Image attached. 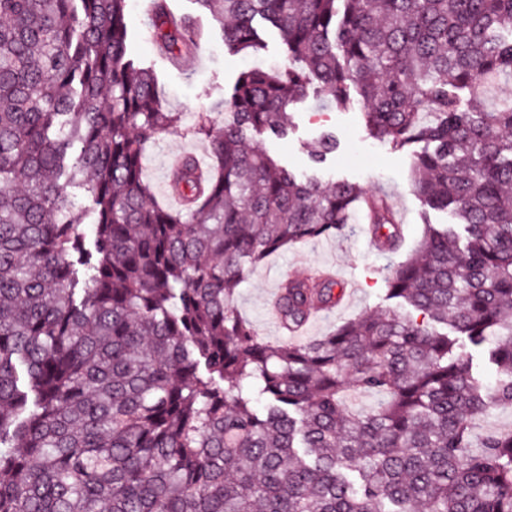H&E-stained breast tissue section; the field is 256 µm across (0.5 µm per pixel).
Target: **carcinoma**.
Instances as JSON below:
<instances>
[{"mask_svg": "<svg viewBox=\"0 0 512 512\" xmlns=\"http://www.w3.org/2000/svg\"><path fill=\"white\" fill-rule=\"evenodd\" d=\"M235 52L275 27L287 64L253 67L201 113V172L158 202L143 147L182 126L127 55V0H0V512H512V0H196ZM172 58L201 33L153 0ZM358 102L369 134L414 152L413 186L454 224L405 234L388 196L303 179L253 135L288 133L308 94ZM336 150L326 134L317 162ZM95 205L70 188L79 174ZM392 261L389 300L305 343L258 335L234 305L269 255L347 231ZM336 280L287 279L284 330L336 304ZM501 375L480 380L475 356ZM378 393L351 414L346 394ZM512 431V407L493 408L475 429L477 438L491 433H507Z\"/></svg>", "mask_w": 512, "mask_h": 512, "instance_id": "carcinoma-1", "label": "carcinoma"}]
</instances>
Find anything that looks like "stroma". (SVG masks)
<instances>
[{
    "instance_id": "1",
    "label": "stroma",
    "mask_w": 512,
    "mask_h": 512,
    "mask_svg": "<svg viewBox=\"0 0 512 512\" xmlns=\"http://www.w3.org/2000/svg\"><path fill=\"white\" fill-rule=\"evenodd\" d=\"M145 2L128 0V52L155 71L166 92L169 108L183 113L186 123H193L197 113L220 111L241 70L254 65L275 66L284 60L283 46L274 29L262 27L266 47L259 55L235 54L224 44L220 23L210 13L200 10L195 0H171L176 13L193 18L205 33L204 41L192 52L194 69L175 68L155 46L153 31L145 25ZM290 112L287 137L279 139L264 134L256 139L258 146L289 169L323 183L349 180L386 192L405 226L407 249L416 247L423 218H430L435 224L451 223L452 218L446 213L425 212L413 190L410 150H395L372 138L359 109L342 110L309 97L291 107ZM325 133L334 134L338 145L323 163L317 164L311 160L308 150ZM183 154L195 155L204 163L209 160L206 142L182 131L160 136L143 151L144 177L161 202L169 200L165 187L171 173V160ZM387 263L386 255L377 249L363 231L361 218L356 217L344 234L311 240L268 257L240 285L235 306L260 336L278 340L280 334L269 317L270 295L286 278L306 277L323 268L333 270L338 286L343 287L347 295L334 313L310 324L306 337L312 340L329 334L348 320L388 308L383 273Z\"/></svg>"
}]
</instances>
